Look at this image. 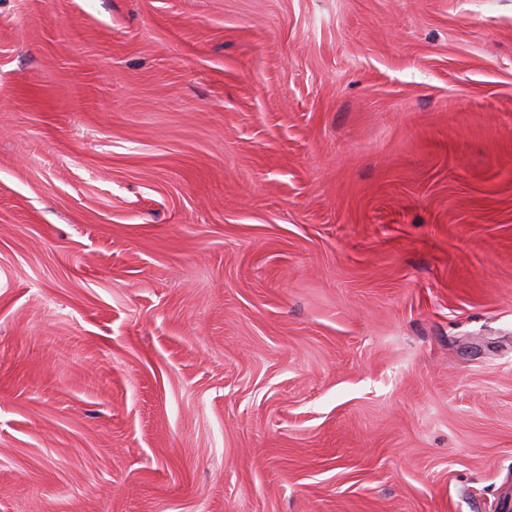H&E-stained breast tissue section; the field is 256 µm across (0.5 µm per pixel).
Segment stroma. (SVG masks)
I'll use <instances>...</instances> for the list:
<instances>
[{
	"instance_id": "35a3bbf8",
	"label": "stroma",
	"mask_w": 512,
	"mask_h": 512,
	"mask_svg": "<svg viewBox=\"0 0 512 512\" xmlns=\"http://www.w3.org/2000/svg\"><path fill=\"white\" fill-rule=\"evenodd\" d=\"M0 512H512V0H0Z\"/></svg>"
}]
</instances>
